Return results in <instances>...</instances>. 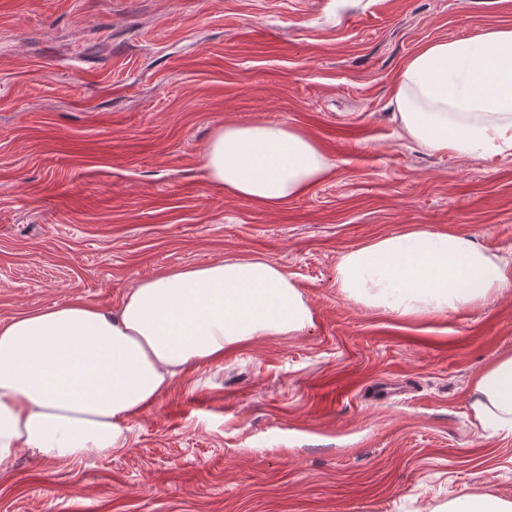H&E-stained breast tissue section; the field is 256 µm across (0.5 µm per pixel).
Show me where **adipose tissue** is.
I'll return each instance as SVG.
<instances>
[{
	"label": "adipose tissue",
	"instance_id": "ef3b65f1",
	"mask_svg": "<svg viewBox=\"0 0 512 512\" xmlns=\"http://www.w3.org/2000/svg\"><path fill=\"white\" fill-rule=\"evenodd\" d=\"M391 105L423 150L512 155V26L425 44L397 74ZM204 166L226 194L273 209L330 170L299 128L265 122L216 130ZM336 286L364 307L408 319L463 311L512 287V278L469 237L412 224L344 251ZM312 322L288 272L254 257L142 279L113 312L75 302L1 318L0 467L21 448L53 459L109 456L126 446V421L185 367ZM470 413L485 437L512 435V354L474 380Z\"/></svg>",
	"mask_w": 512,
	"mask_h": 512
}]
</instances>
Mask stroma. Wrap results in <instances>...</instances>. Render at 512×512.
I'll return each mask as SVG.
<instances>
[{
  "label": "stroma",
  "mask_w": 512,
  "mask_h": 512,
  "mask_svg": "<svg viewBox=\"0 0 512 512\" xmlns=\"http://www.w3.org/2000/svg\"><path fill=\"white\" fill-rule=\"evenodd\" d=\"M512 25V0H0V318L229 257L275 261L313 324L193 366L125 448L18 449L0 512H440L512 499V437L471 424L512 353V289L400 319L346 299V249L410 224L512 263V156L429 153L393 118L421 46ZM307 133L328 178L278 209L213 185L224 125ZM444 512H511L512 500L492 494L462 492L442 510Z\"/></svg>",
  "instance_id": "35a3bbf8"
}]
</instances>
